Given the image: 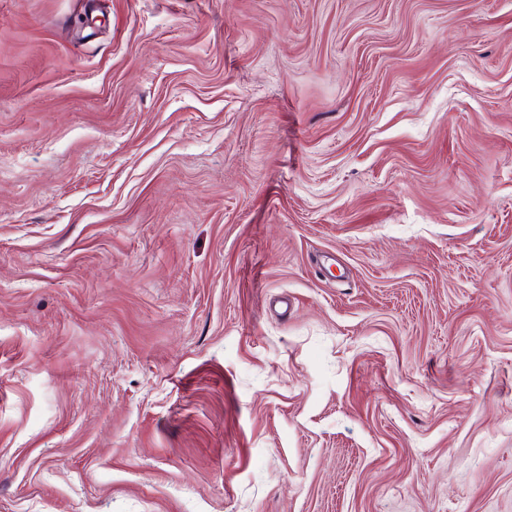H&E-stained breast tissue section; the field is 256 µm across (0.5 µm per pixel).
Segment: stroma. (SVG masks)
Listing matches in <instances>:
<instances>
[{"instance_id":"obj_1","label":"stroma","mask_w":512,"mask_h":512,"mask_svg":"<svg viewBox=\"0 0 512 512\" xmlns=\"http://www.w3.org/2000/svg\"><path fill=\"white\" fill-rule=\"evenodd\" d=\"M0 512H512V0H0Z\"/></svg>"}]
</instances>
